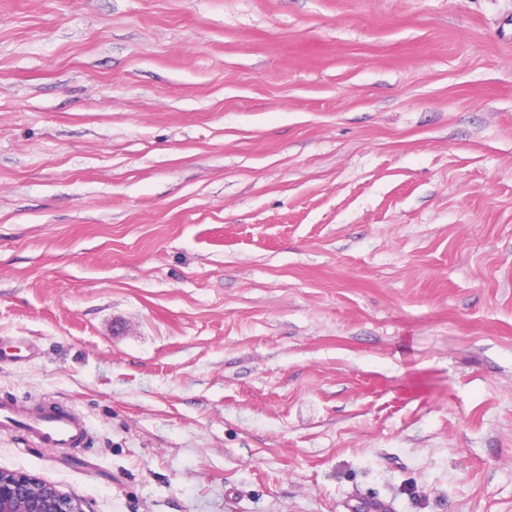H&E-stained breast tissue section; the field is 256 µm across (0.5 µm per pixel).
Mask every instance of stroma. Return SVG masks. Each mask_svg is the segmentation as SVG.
<instances>
[{
  "instance_id": "obj_1",
  "label": "stroma",
  "mask_w": 512,
  "mask_h": 512,
  "mask_svg": "<svg viewBox=\"0 0 512 512\" xmlns=\"http://www.w3.org/2000/svg\"><path fill=\"white\" fill-rule=\"evenodd\" d=\"M0 399L85 512H512V0H0ZM23 426L29 437L44 448H81L88 431L72 413L55 406L31 412L12 401H0V432Z\"/></svg>"
}]
</instances>
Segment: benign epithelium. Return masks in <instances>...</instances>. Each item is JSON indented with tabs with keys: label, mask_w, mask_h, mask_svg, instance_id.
<instances>
[{
	"label": "benign epithelium",
	"mask_w": 512,
	"mask_h": 512,
	"mask_svg": "<svg viewBox=\"0 0 512 512\" xmlns=\"http://www.w3.org/2000/svg\"><path fill=\"white\" fill-rule=\"evenodd\" d=\"M0 512H84L82 501L39 477L0 470Z\"/></svg>",
	"instance_id": "benign-epithelium-1"
}]
</instances>
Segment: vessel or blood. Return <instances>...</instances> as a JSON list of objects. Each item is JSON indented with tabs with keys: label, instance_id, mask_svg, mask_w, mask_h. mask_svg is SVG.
I'll use <instances>...</instances> for the list:
<instances>
[{
	"label": "vessel or blood",
	"instance_id": "b4317fda",
	"mask_svg": "<svg viewBox=\"0 0 512 512\" xmlns=\"http://www.w3.org/2000/svg\"><path fill=\"white\" fill-rule=\"evenodd\" d=\"M23 427L29 437L46 448H79L88 431L72 413L52 404L31 412L14 402L0 401V432Z\"/></svg>",
	"mask_w": 512,
	"mask_h": 512
}]
</instances>
